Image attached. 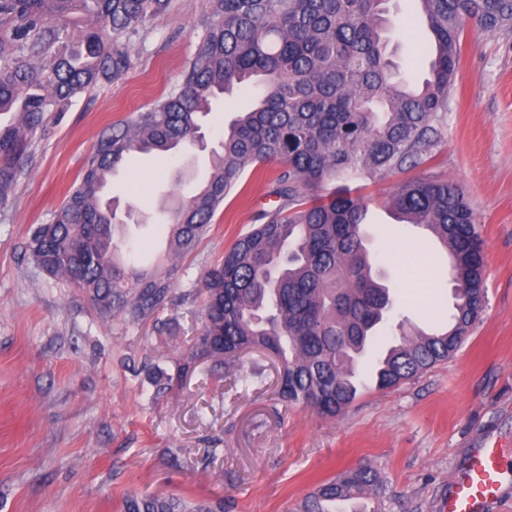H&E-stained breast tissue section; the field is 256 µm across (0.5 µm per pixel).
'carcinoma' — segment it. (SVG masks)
<instances>
[{
    "mask_svg": "<svg viewBox=\"0 0 512 512\" xmlns=\"http://www.w3.org/2000/svg\"><path fill=\"white\" fill-rule=\"evenodd\" d=\"M170 0H0V202L25 174L46 114L77 94L121 79L130 55L120 37L138 33ZM389 0H208L216 23L204 34L181 80L149 109L101 134L48 224L28 250L40 269L75 281L99 314L132 323L166 303L173 265L165 271L125 262L114 239L116 212L103 203L112 174L131 155L167 153L196 142L203 118L225 93L253 99L220 142L205 182L172 211L169 257L207 233L249 164L281 165L273 210L210 266L194 295L205 323L177 359V376L155 371L156 393L211 359L233 366L237 353L267 347L283 364L279 398L337 417L356 399L353 359L376 340L395 302L365 245L364 202L348 191L325 192L336 180L386 177L419 167L438 141L471 22L485 33L512 27V0H420L424 35L420 86L393 79L384 33ZM85 19L78 35L66 22ZM399 223L427 231L448 257L453 284L449 322L402 337L387 349L373 378L399 386L448 360L462 346L485 304V242L477 216L450 181L403 182L386 200ZM373 234L394 251L391 226ZM378 474L351 469L324 481L295 512H336V503L379 494ZM121 512H224L222 499L175 494L125 496Z\"/></svg>",
    "mask_w": 512,
    "mask_h": 512,
    "instance_id": "cac0c4a2",
    "label": "carcinoma"
}]
</instances>
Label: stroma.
Returning <instances> with one entry per match:
<instances>
[{"instance_id":"1","label":"stroma","mask_w":512,"mask_h":512,"mask_svg":"<svg viewBox=\"0 0 512 512\" xmlns=\"http://www.w3.org/2000/svg\"><path fill=\"white\" fill-rule=\"evenodd\" d=\"M388 50L412 66L416 0H391ZM207 0H171L131 35L125 76L49 113L28 172L0 204V512H120L129 493L220 498L230 512H292L325 480L366 465L381 480L382 512H442L449 479L470 449H503L512 465V29L465 26L447 120L428 163L360 181L368 224L389 223L384 202L417 177L453 181L478 217L486 244L487 299L480 320L448 361L397 387L360 388L331 418L276 399L277 368L254 352L231 369L201 363L166 394L149 370L175 374L176 360L203 323L192 291L256 214L275 206L276 166L245 168L237 195L207 234L177 261L170 300L154 318L103 319L83 288L43 274L27 251L29 229L46 224L73 187L102 132L149 108L196 52L209 22ZM246 105L217 102L207 144L172 155H140L113 175L110 194L142 224L123 226L136 266H152L174 203L203 179L224 129ZM414 250L369 249L399 307L378 339L396 343L399 317L432 331L453 306L447 256L413 226ZM261 380L244 383L254 369Z\"/></svg>"}]
</instances>
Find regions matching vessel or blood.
<instances>
[{"label": "vessel or blood", "instance_id": "b4317fda", "mask_svg": "<svg viewBox=\"0 0 512 512\" xmlns=\"http://www.w3.org/2000/svg\"><path fill=\"white\" fill-rule=\"evenodd\" d=\"M506 465L499 449H473L448 483L447 512H491L503 498Z\"/></svg>", "mask_w": 512, "mask_h": 512}]
</instances>
